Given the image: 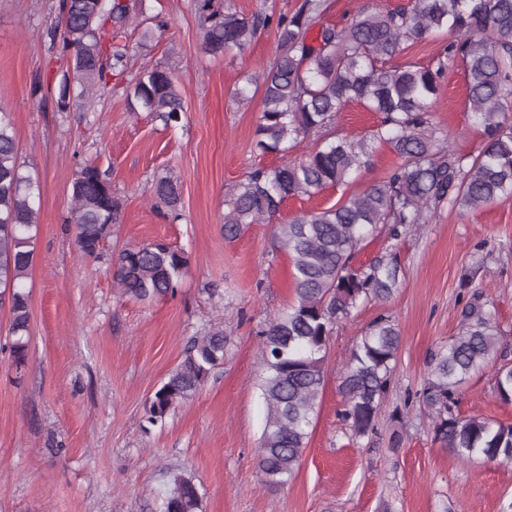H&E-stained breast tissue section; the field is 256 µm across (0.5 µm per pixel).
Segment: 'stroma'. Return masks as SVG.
Returning a JSON list of instances; mask_svg holds the SVG:
<instances>
[{"mask_svg": "<svg viewBox=\"0 0 512 512\" xmlns=\"http://www.w3.org/2000/svg\"><path fill=\"white\" fill-rule=\"evenodd\" d=\"M128 2L133 15L167 22L161 31L129 27L128 41L140 47L129 69L174 66L182 129L129 111L119 86L94 108L59 111L67 60L46 35L58 0H0V110L10 113L23 169L40 186L39 235L25 280L27 361L18 369L0 354V512H157L163 474L178 467L198 477L205 512H512V463L458 461L436 440L420 397L429 357L456 335L471 294L482 296L500 327L496 361H512V197L479 210L444 206L401 239L365 242L355 264L396 252L399 289L335 329L301 466L286 486L262 484L257 333L292 302V264L273 253L272 225L247 224L228 239L223 218L229 187L254 167L279 163L252 151L261 97L245 106L231 98L244 74L272 62L275 32L261 31L240 55L215 58L202 49L195 0ZM465 102L464 69L451 67L431 118L470 154L484 138ZM78 152L109 170L123 204V221L95 260L79 257L65 222ZM396 162L380 148L356 181L288 199L278 219L342 202ZM159 176L180 184V220L146 192ZM157 240L188 257L178 293L154 302L121 297L113 256ZM383 314L396 320L401 346L375 428L355 441L339 415L342 367ZM216 327L230 338L223 366L163 428L144 430L146 400L187 342ZM455 412L512 423V403L497 398L489 369L463 386Z\"/></svg>", "mask_w": 512, "mask_h": 512, "instance_id": "1", "label": "stroma"}]
</instances>
